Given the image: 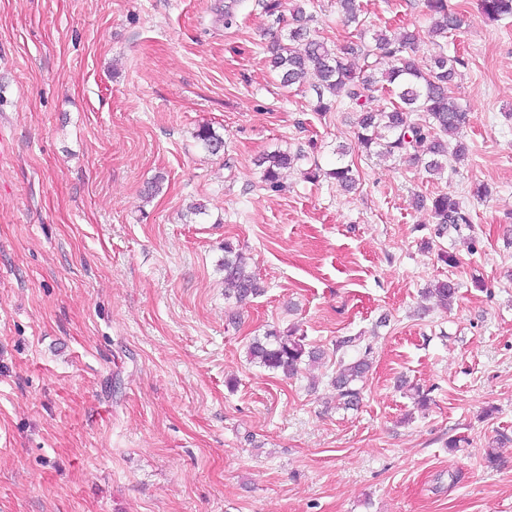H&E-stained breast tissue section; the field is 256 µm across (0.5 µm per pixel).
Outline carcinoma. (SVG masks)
I'll return each instance as SVG.
<instances>
[{
    "instance_id": "1",
    "label": "carcinoma",
    "mask_w": 512,
    "mask_h": 512,
    "mask_svg": "<svg viewBox=\"0 0 512 512\" xmlns=\"http://www.w3.org/2000/svg\"><path fill=\"white\" fill-rule=\"evenodd\" d=\"M303 0H297L293 9V26L288 33L277 36L269 49V66L284 86L309 85L314 92V111L328 112L333 104L344 100L360 108L356 139L359 148L369 155L387 156L423 168L432 177L441 176L448 168V158L460 163L466 158V148L457 140L468 121V113L452 96V88L465 65L463 58L439 51L432 57L427 70H422L410 55L417 41L414 32L377 33L372 41L354 46L333 48L310 27L313 16L306 13ZM343 22L348 26L362 25L361 0H338ZM434 22L430 29L433 43L448 37L459 29L463 17L448 5V0H427ZM481 9L487 18L499 21L512 18V0H481ZM357 54L363 66L355 69L349 56ZM385 91L394 97L391 107L375 111L367 104L376 91ZM196 139L212 155L224 150V139L208 125L201 126ZM456 140L453 152H448V140ZM301 154L273 151L261 157L263 181L272 188L280 186L282 171L297 165ZM357 170L352 164H343L329 176L345 191L357 185ZM431 212L439 230L448 227L458 230L472 223L460 203L448 194L431 198ZM224 296L243 304L261 295L264 289L255 274L248 270L233 243L224 242ZM457 293V284L451 280L438 281L426 289L425 295L448 306ZM356 338L345 336L335 343L339 359L333 385L340 405L352 409L362 400V383L371 363L370 351L345 361L344 349L353 346ZM249 358L270 370L286 376L298 372L300 365L316 363L324 352L296 335V330L270 329L264 337H255L248 345Z\"/></svg>"
}]
</instances>
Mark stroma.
<instances>
[{"instance_id": "stroma-1", "label": "stroma", "mask_w": 512, "mask_h": 512, "mask_svg": "<svg viewBox=\"0 0 512 512\" xmlns=\"http://www.w3.org/2000/svg\"><path fill=\"white\" fill-rule=\"evenodd\" d=\"M451 4L465 162L430 179L355 152L346 193L327 172L357 111L280 84L268 32L288 26L259 0H0V512H512V443L484 459L512 436V22ZM363 10L366 34L418 31L428 65L426 0ZM307 11L356 40L336 0ZM275 150L307 155L278 190L257 165ZM440 193L471 228L415 204ZM228 241L266 288L243 305ZM445 279L447 309L422 296ZM293 326L321 365L249 360ZM345 336L372 359L355 409L331 384Z\"/></svg>"}]
</instances>
